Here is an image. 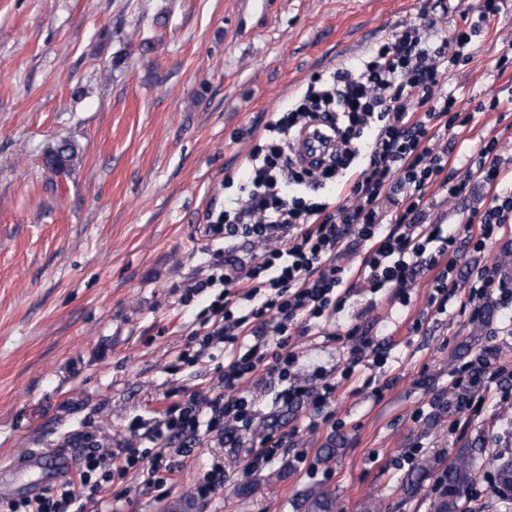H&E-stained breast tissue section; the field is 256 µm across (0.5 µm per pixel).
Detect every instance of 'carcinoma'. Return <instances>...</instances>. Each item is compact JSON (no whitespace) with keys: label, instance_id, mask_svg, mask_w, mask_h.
I'll return each instance as SVG.
<instances>
[{"label":"carcinoma","instance_id":"carcinoma-1","mask_svg":"<svg viewBox=\"0 0 512 512\" xmlns=\"http://www.w3.org/2000/svg\"><path fill=\"white\" fill-rule=\"evenodd\" d=\"M77 155L78 147L74 142L61 140L47 151L46 165L53 171L61 172L73 165ZM474 448L476 443L468 442L458 449L450 461L434 458L409 474L402 482L406 496H415L424 482L431 480L435 492L429 501V512H471L463 498L473 484ZM493 480L495 494L512 501V458H497ZM300 507L304 512H336V499L328 492H312Z\"/></svg>","mask_w":512,"mask_h":512}]
</instances>
